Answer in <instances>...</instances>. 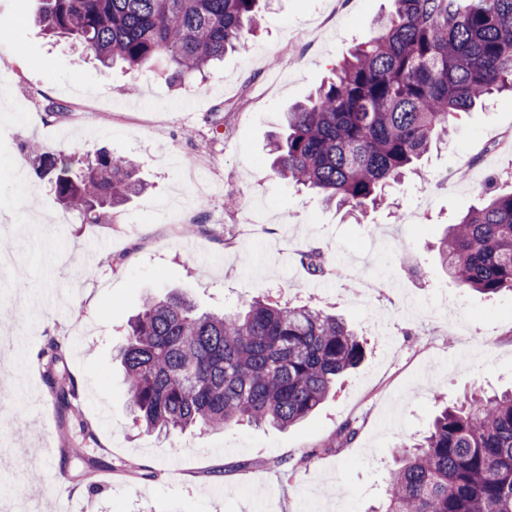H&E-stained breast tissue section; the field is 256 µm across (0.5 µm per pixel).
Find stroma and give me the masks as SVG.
Here are the masks:
<instances>
[{"instance_id": "stroma-1", "label": "stroma", "mask_w": 512, "mask_h": 512, "mask_svg": "<svg viewBox=\"0 0 512 512\" xmlns=\"http://www.w3.org/2000/svg\"><path fill=\"white\" fill-rule=\"evenodd\" d=\"M38 8L0 0V18L15 21L0 59V249L26 271L20 288L0 278V512L22 500L33 512H373L393 448L425 434L438 406L512 387V294L459 291L433 251L488 182L512 191V97L463 113L448 143L390 188L396 217L377 208L352 219L269 168L284 112L393 0H270L249 53L177 86L51 41ZM51 100L93 113L49 124ZM34 142L58 157L107 149L136 161L147 188L82 223L38 173ZM311 247L338 270L310 274L298 255ZM169 293L205 311L266 294L324 308L365 341L366 357L288 428L148 432L133 422L113 352L144 300ZM52 339L78 385L70 411L40 358ZM349 421L356 438L336 444ZM304 456L283 475L281 459Z\"/></svg>"}]
</instances>
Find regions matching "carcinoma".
Segmentation results:
<instances>
[{
  "instance_id": "carcinoma-1",
  "label": "carcinoma",
  "mask_w": 512,
  "mask_h": 512,
  "mask_svg": "<svg viewBox=\"0 0 512 512\" xmlns=\"http://www.w3.org/2000/svg\"><path fill=\"white\" fill-rule=\"evenodd\" d=\"M259 2L40 0L36 22L106 68L151 71L163 61L176 82L248 52ZM502 92L512 93V0H394L315 95L287 112L285 135L269 142L271 171L361 214L446 141L462 113ZM39 168L54 174L57 200L91 224L143 190L138 166L105 150L77 170L46 154ZM482 196L449 225L437 256L456 288L491 298L512 293V192L486 187ZM302 262L314 275L331 267L318 248ZM364 356L338 316L272 296L221 314L182 296L148 298L117 351L135 421L168 436L291 426ZM41 359L71 408L78 392L61 343L50 341ZM383 512H512V391L446 406L420 441L398 445Z\"/></svg>"
}]
</instances>
